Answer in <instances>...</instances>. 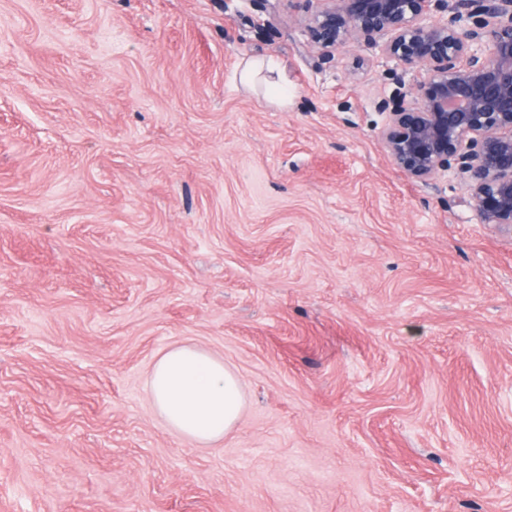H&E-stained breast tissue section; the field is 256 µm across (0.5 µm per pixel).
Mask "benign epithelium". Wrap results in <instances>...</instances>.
<instances>
[{
  "label": "benign epithelium",
  "mask_w": 512,
  "mask_h": 512,
  "mask_svg": "<svg viewBox=\"0 0 512 512\" xmlns=\"http://www.w3.org/2000/svg\"><path fill=\"white\" fill-rule=\"evenodd\" d=\"M319 2L303 33L323 62L353 41L419 73L413 92L376 103L399 170L426 181L456 169L480 223L512 224V0Z\"/></svg>",
  "instance_id": "1"
}]
</instances>
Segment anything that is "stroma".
<instances>
[{"mask_svg": "<svg viewBox=\"0 0 512 512\" xmlns=\"http://www.w3.org/2000/svg\"><path fill=\"white\" fill-rule=\"evenodd\" d=\"M304 17L0 0V512H512V225L400 172L415 73ZM182 342L246 394L207 448L147 389ZM274 62L269 60H251L245 64L241 73L240 80L242 83L247 85H256L260 80H264L271 85L276 84L275 82H268L267 74L275 72Z\"/></svg>", "mask_w": 512, "mask_h": 512, "instance_id": "obj_1", "label": "stroma"}]
</instances>
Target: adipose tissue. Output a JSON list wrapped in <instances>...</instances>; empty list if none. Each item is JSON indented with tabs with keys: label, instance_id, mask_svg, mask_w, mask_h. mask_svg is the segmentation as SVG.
Wrapping results in <instances>:
<instances>
[{
	"label": "adipose tissue",
	"instance_id": "obj_1",
	"mask_svg": "<svg viewBox=\"0 0 512 512\" xmlns=\"http://www.w3.org/2000/svg\"><path fill=\"white\" fill-rule=\"evenodd\" d=\"M148 389L167 426L201 445L223 441L237 427L245 405L238 374L223 359L187 343L155 358Z\"/></svg>",
	"mask_w": 512,
	"mask_h": 512
}]
</instances>
